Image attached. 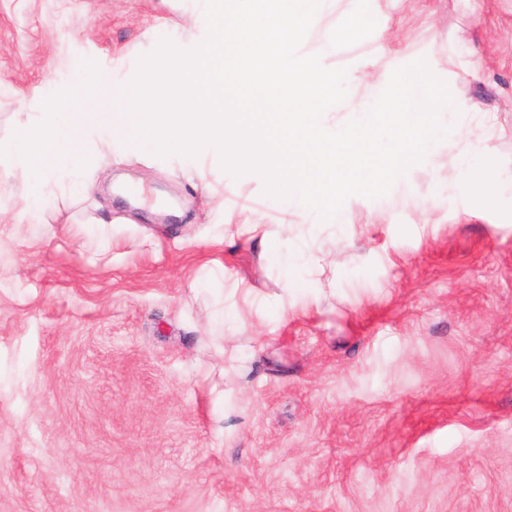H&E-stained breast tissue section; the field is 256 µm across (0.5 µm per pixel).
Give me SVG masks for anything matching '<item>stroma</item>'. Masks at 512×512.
<instances>
[{
	"label": "stroma",
	"mask_w": 512,
	"mask_h": 512,
	"mask_svg": "<svg viewBox=\"0 0 512 512\" xmlns=\"http://www.w3.org/2000/svg\"><path fill=\"white\" fill-rule=\"evenodd\" d=\"M205 36L200 0H0V512H512V0L314 19L301 54L347 70L326 125L422 58L462 126L342 225L300 222L217 150L119 135L109 164L58 171L91 196L29 222L45 188L13 175L20 124L83 62L127 84L161 39ZM466 130L487 149L463 176ZM230 219L288 233L230 241ZM293 251L335 282L289 272ZM220 336L255 339L225 399L195 369Z\"/></svg>",
	"instance_id": "obj_1"
}]
</instances>
